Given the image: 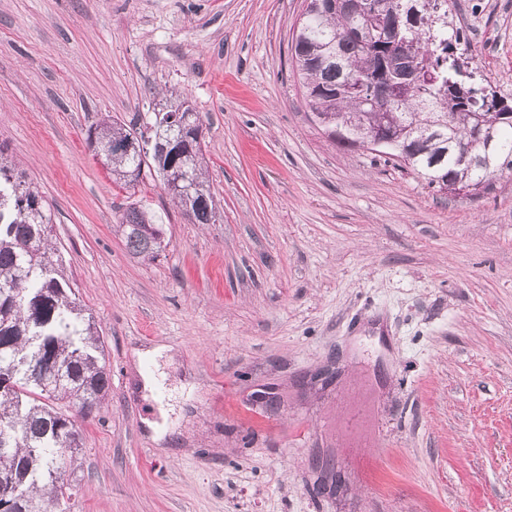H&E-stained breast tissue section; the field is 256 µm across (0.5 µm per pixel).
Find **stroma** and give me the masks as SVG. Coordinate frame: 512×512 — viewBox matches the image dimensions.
I'll return each mask as SVG.
<instances>
[{
    "label": "stroma",
    "instance_id": "obj_1",
    "mask_svg": "<svg viewBox=\"0 0 512 512\" xmlns=\"http://www.w3.org/2000/svg\"><path fill=\"white\" fill-rule=\"evenodd\" d=\"M303 9L0 0V153L105 341L72 512H512V174L447 195L339 146L292 69ZM448 25L511 100L512 0H448ZM172 87L203 121L213 224L159 177L117 186L87 140L108 116L150 132ZM135 201L163 224L153 261L115 230Z\"/></svg>",
    "mask_w": 512,
    "mask_h": 512
}]
</instances>
